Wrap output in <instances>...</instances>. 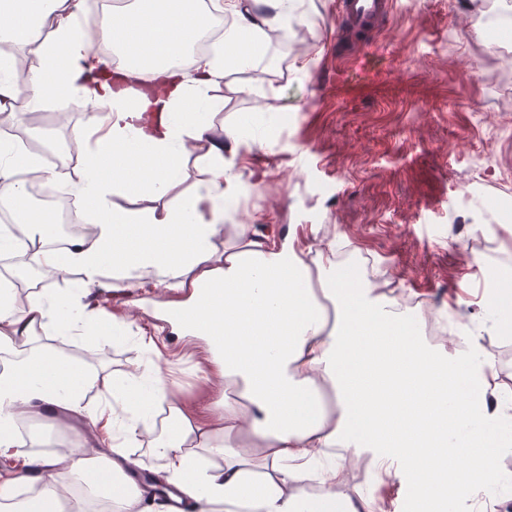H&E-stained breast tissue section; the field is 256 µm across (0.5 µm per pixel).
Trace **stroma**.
Instances as JSON below:
<instances>
[{
	"instance_id": "obj_1",
	"label": "stroma",
	"mask_w": 512,
	"mask_h": 512,
	"mask_svg": "<svg viewBox=\"0 0 512 512\" xmlns=\"http://www.w3.org/2000/svg\"><path fill=\"white\" fill-rule=\"evenodd\" d=\"M304 21L267 33L253 65L230 74L210 96L214 125L250 116L257 142L233 163L240 174L235 213L224 227L234 240L246 224L279 239L295 233L304 249L343 238L376 259L388 289L416 297L430 317L464 301L471 332L480 336L501 394L512 392V336L490 331L487 267L512 262V31L490 28L466 0H395L374 33L376 49L353 56L341 37L336 0H303ZM310 59L307 73L295 64ZM28 101L13 103L7 119L33 143L48 137L90 148L88 109L60 99L46 120L27 126ZM195 162L167 199L147 193L116 195V206L144 210L176 201L195 188ZM111 276L84 290L78 271L63 272L55 293L86 298L93 311L82 334L58 315L39 333L41 347L90 379L108 380L111 395L85 389L90 409L123 414L129 394L159 380L153 434L117 429L129 459L163 474L149 450L168 428L176 404L209 420L224 397L219 367L204 341L177 338L158 317L184 292L159 287L153 272L130 287L111 288ZM21 424L40 446L64 444L101 467L112 450L89 417L59 431L27 416Z\"/></svg>"
}]
</instances>
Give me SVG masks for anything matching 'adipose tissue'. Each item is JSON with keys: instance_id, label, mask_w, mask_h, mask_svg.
I'll use <instances>...</instances> for the list:
<instances>
[{"instance_id": "ef3b65f1", "label": "adipose tissue", "mask_w": 512, "mask_h": 512, "mask_svg": "<svg viewBox=\"0 0 512 512\" xmlns=\"http://www.w3.org/2000/svg\"><path fill=\"white\" fill-rule=\"evenodd\" d=\"M65 0H0V42L28 41L53 20L51 40L38 44L29 85L32 107L58 98L90 106L100 115V136L82 155L74 204L90 234L63 250L46 247L50 217L26 211L22 222L36 249L43 279L78 269L86 287L111 268L113 287L133 272H157L166 288L224 287L221 374L229 395L211 426L177 405L171 437L153 440L171 479L188 477L200 512H390L378 489L402 472L417 476L415 512H446L454 487L493 489L501 474L489 457L511 446L498 423L512 398L489 404L492 365L476 336L461 327L452 347L429 344L396 297L340 265L334 246L305 258L295 237L261 239L240 226L234 243L218 247L238 179L225 153L244 145V123L215 129L209 90L234 70L249 67L267 30L287 29L298 0H265L260 12L247 0H136L114 12L107 26L79 28ZM230 22L215 48L195 56L193 72L179 64L212 25L213 10ZM111 44L124 64L91 79L93 42ZM137 74L150 88L127 87ZM194 157V192L156 209L115 207L120 190L165 197ZM56 305L49 287L25 305L0 292V350L16 349L41 330ZM80 372L34 348L0 375V456L15 445L14 420L28 411L90 414L103 441H113L114 417L87 411ZM247 435L251 452L232 446ZM209 448L223 468L201 472L188 454ZM369 454V493L347 488L346 449ZM90 463L67 448L24 461L0 479V497L22 482H41V512H55L76 486L87 484Z\"/></svg>"}]
</instances>
